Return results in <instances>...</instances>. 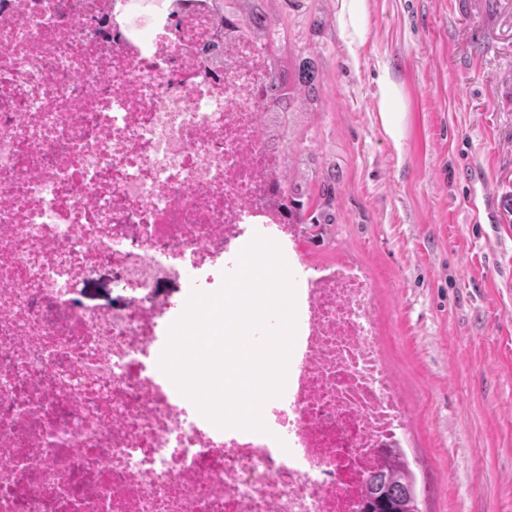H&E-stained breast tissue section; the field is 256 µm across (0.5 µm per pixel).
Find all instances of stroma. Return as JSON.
Here are the masks:
<instances>
[{"instance_id": "35a3bbf8", "label": "stroma", "mask_w": 512, "mask_h": 512, "mask_svg": "<svg viewBox=\"0 0 512 512\" xmlns=\"http://www.w3.org/2000/svg\"><path fill=\"white\" fill-rule=\"evenodd\" d=\"M316 97L288 149L324 224L304 260L362 268L408 420L419 512H512V0H262ZM501 201L497 240L485 191ZM120 306L111 268L78 288Z\"/></svg>"}]
</instances>
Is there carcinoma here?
Instances as JSON below:
<instances>
[{"instance_id":"obj_1","label":"carcinoma","mask_w":512,"mask_h":512,"mask_svg":"<svg viewBox=\"0 0 512 512\" xmlns=\"http://www.w3.org/2000/svg\"><path fill=\"white\" fill-rule=\"evenodd\" d=\"M224 14L250 22L258 39L263 43H275L277 29L272 27L271 16L262 10L246 6V0H223ZM312 64L308 60L299 63L294 80L268 82L269 104L278 110V131L282 139L289 140L291 128L304 113L310 93L304 87L311 84ZM284 194L298 224H319L322 215L310 212L303 196L295 191L293 180L284 184ZM365 512H418L414 478L408 462L387 464L374 471L367 479Z\"/></svg>"}]
</instances>
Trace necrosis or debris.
Segmentation results:
<instances>
[{
    "label": "necrosis or debris",
    "mask_w": 512,
    "mask_h": 512,
    "mask_svg": "<svg viewBox=\"0 0 512 512\" xmlns=\"http://www.w3.org/2000/svg\"><path fill=\"white\" fill-rule=\"evenodd\" d=\"M253 29L214 0H0V512H360L407 445L350 265L300 279L265 432L222 429L160 369L183 300L245 240L299 260ZM122 274L118 308L79 282Z\"/></svg>",
    "instance_id": "obj_1"
}]
</instances>
